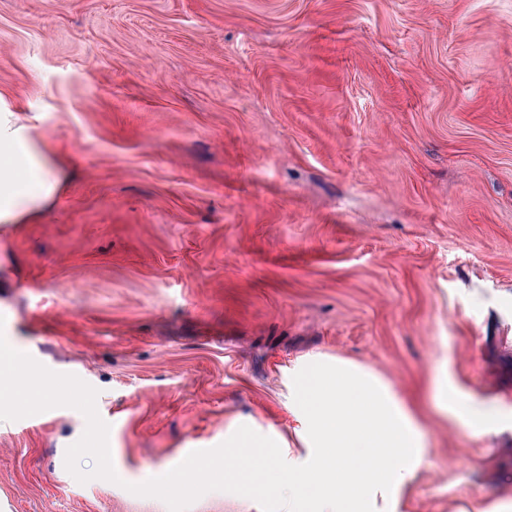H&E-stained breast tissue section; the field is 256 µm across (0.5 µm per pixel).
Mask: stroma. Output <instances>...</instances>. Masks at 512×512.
<instances>
[{"mask_svg":"<svg viewBox=\"0 0 512 512\" xmlns=\"http://www.w3.org/2000/svg\"><path fill=\"white\" fill-rule=\"evenodd\" d=\"M2 124L64 166L0 222V334L97 389L125 483L54 408L0 421V512H169L127 484L243 425L300 448L317 356L421 423L397 512H512V0H0ZM438 400L440 407L460 425L478 431H490L500 416L493 406L477 401L472 396L458 392L448 386V381L439 383Z\"/></svg>","mask_w":512,"mask_h":512,"instance_id":"1","label":"stroma"}]
</instances>
